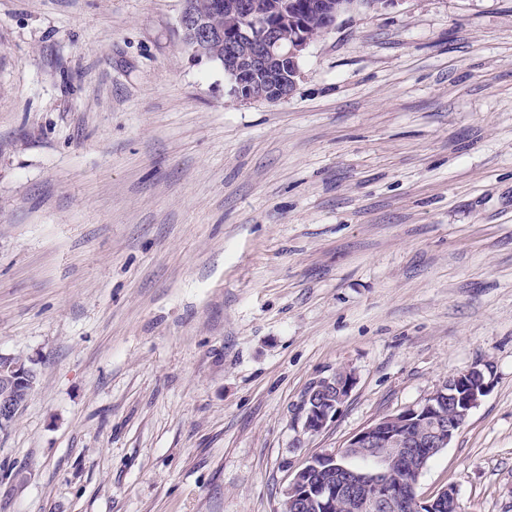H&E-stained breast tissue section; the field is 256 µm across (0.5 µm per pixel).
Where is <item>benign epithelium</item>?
I'll return each instance as SVG.
<instances>
[{
	"label": "benign epithelium",
	"mask_w": 512,
	"mask_h": 512,
	"mask_svg": "<svg viewBox=\"0 0 512 512\" xmlns=\"http://www.w3.org/2000/svg\"><path fill=\"white\" fill-rule=\"evenodd\" d=\"M394 0H315L314 10L335 27L336 16L359 8L373 10ZM184 0L180 16L183 40L195 53L224 42V30L211 28ZM212 9L238 16L237 40L246 47H232L224 54V76L231 92L242 101L277 102L293 94L300 75V61L314 42L303 23L288 12L276 27L266 21L265 5L257 0H213ZM16 385L31 391L33 370L20 359L0 354V425L11 424L19 408L13 396ZM354 376L339 370L318 381L306 394L304 430L321 432L348 398ZM485 372L473 368L455 374L417 406L384 415L356 433L340 453L322 452L311 457L283 490L284 503L296 512H399L411 502L416 512H458L452 487L432 497L418 495L420 476L428 460L449 446L471 411L488 391ZM356 456L369 465L356 469Z\"/></svg>",
	"instance_id": "1"
}]
</instances>
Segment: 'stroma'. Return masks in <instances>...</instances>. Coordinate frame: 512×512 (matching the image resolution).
Here are the masks:
<instances>
[{
	"label": "stroma",
	"instance_id": "obj_1",
	"mask_svg": "<svg viewBox=\"0 0 512 512\" xmlns=\"http://www.w3.org/2000/svg\"><path fill=\"white\" fill-rule=\"evenodd\" d=\"M183 0H0V512H281L488 368L418 493L512 512V0L345 13L238 102ZM354 387L320 433L310 387ZM33 374L32 368L22 360L0 354V427L9 426L14 420L9 418L20 407L13 396L14 386H25L28 395L34 385Z\"/></svg>",
	"mask_w": 512,
	"mask_h": 512
}]
</instances>
